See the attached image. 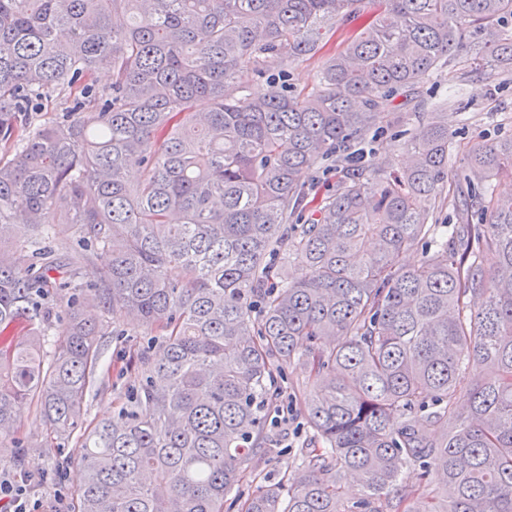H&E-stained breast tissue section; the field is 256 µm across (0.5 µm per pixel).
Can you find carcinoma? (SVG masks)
Wrapping results in <instances>:
<instances>
[{
  "mask_svg": "<svg viewBox=\"0 0 512 512\" xmlns=\"http://www.w3.org/2000/svg\"><path fill=\"white\" fill-rule=\"evenodd\" d=\"M338 26L342 50L293 92L290 65ZM463 46L512 63V0H0V447H22L35 400L81 448L74 512H224L264 450L274 368L301 365L314 437L240 512H512V196L492 189L512 137L451 174L433 112L392 134L390 169L341 159ZM48 100L61 115L39 123ZM319 165L337 178L308 211ZM450 175L461 222L440 233L427 206ZM90 307L158 331L163 354L86 426ZM407 469L420 485L390 496Z\"/></svg>",
  "mask_w": 512,
  "mask_h": 512,
  "instance_id": "1",
  "label": "carcinoma"
}]
</instances>
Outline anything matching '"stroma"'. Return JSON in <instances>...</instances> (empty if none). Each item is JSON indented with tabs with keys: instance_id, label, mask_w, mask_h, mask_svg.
Instances as JSON below:
<instances>
[{
	"instance_id": "obj_1",
	"label": "stroma",
	"mask_w": 512,
	"mask_h": 512,
	"mask_svg": "<svg viewBox=\"0 0 512 512\" xmlns=\"http://www.w3.org/2000/svg\"><path fill=\"white\" fill-rule=\"evenodd\" d=\"M468 51L449 57L433 78V88L416 89L412 101L402 96L384 100L381 111L389 121L416 129L427 122L430 113L448 115V127L456 134L453 158H460L471 146L493 138L512 136V69L481 71ZM106 327L101 337L100 376L90 387L85 400L89 422L111 419L118 412L126 386L133 382L134 364L148 338L143 328L133 327L121 310L101 315ZM279 397L289 404L288 418L281 425H267L264 456L251 462L254 475L246 477L237 494L247 497L258 486L279 481L284 473L295 470L300 462V449L312 435L299 410V396L308 391V370L296 366L276 375ZM23 445L0 447V476L19 482L27 474L44 471L45 484L35 489L36 495L54 501L59 512H73V495L83 480L77 459L80 451L74 442L50 440L36 408H28L17 432Z\"/></svg>"
}]
</instances>
